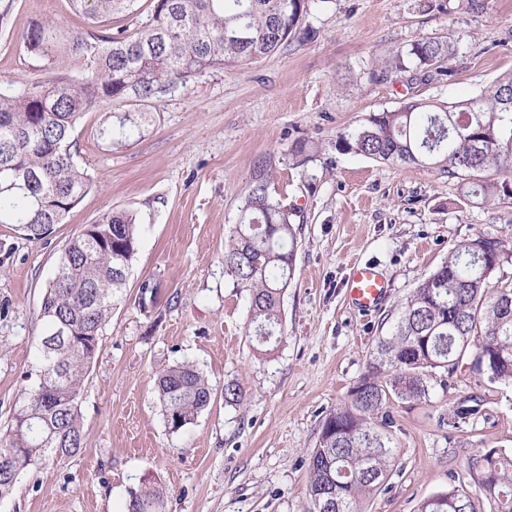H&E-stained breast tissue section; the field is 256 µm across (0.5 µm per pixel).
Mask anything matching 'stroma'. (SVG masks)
Wrapping results in <instances>:
<instances>
[{
	"label": "stroma",
	"instance_id": "1",
	"mask_svg": "<svg viewBox=\"0 0 512 512\" xmlns=\"http://www.w3.org/2000/svg\"><path fill=\"white\" fill-rule=\"evenodd\" d=\"M55 19L84 29L69 0H14L0 27L1 80L81 78L88 60L54 69L20 49L23 31ZM309 38L231 70H212L138 110L101 103L74 132L90 191L41 241L0 224V427L23 400L43 332L42 298L66 243L104 212L137 216V247L122 300L79 400L84 445L43 457L0 500V512H126L130 493L155 486L166 512H309V456L326 415L349 399L380 336L417 285L463 242L483 235L512 253V205H478L433 166L380 162L335 148L339 133L373 112L414 100L471 98L512 72V0H316ZM454 41L455 57L430 80L382 72L410 41ZM132 115L127 138L106 128ZM313 147L297 164V141ZM264 173L273 201L294 208L293 276L284 334L261 357L248 331L249 292L224 270V249L244 199ZM374 264L389 288L375 312L349 302L353 262ZM153 292L142 303V290ZM187 363L214 390L193 424L168 428L155 383ZM237 383L239 404L224 401ZM468 394L482 417L455 430L448 416ZM396 458L365 512H415L418 503L470 487L468 461L512 450V386L489 383L469 360L442 374L426 398L395 404Z\"/></svg>",
	"mask_w": 512,
	"mask_h": 512
}]
</instances>
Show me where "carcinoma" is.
Segmentation results:
<instances>
[{"mask_svg": "<svg viewBox=\"0 0 512 512\" xmlns=\"http://www.w3.org/2000/svg\"><path fill=\"white\" fill-rule=\"evenodd\" d=\"M87 30L66 51L87 57L81 78L60 86L46 80L0 86V224H15L30 241L64 222L91 187L73 160V133L83 115L104 101L149 102L213 69H231L268 56L298 35L316 0H152L148 22L130 32L112 31V15L132 13L137 0H71ZM24 48L57 65L54 23H33L21 34ZM455 56L453 42L421 38L393 51L387 64L426 77ZM512 73L478 95L456 103L418 100L372 112L340 133L336 149L411 167L433 165L459 180L462 195L478 204L512 200ZM137 216L108 210L69 240L42 301L44 329L36 368L22 405L0 430V492L10 496L19 477L39 458H66L83 448L79 399L100 351L103 329L125 283L116 270L136 253ZM296 230L293 213L275 203L260 173L245 198L243 216L224 250V269L250 291V326L267 347L282 336L281 299L291 279ZM509 258L500 241L478 236L448 253L401 307L390 333L360 380L361 394L323 420L309 459L310 512L330 501L333 512H364L381 491L395 458L393 404L429 394L436 371L450 374L472 358L482 372L494 360L492 384L512 385V282L490 281ZM68 335L47 347L58 327ZM172 431L192 423L211 403L207 379L187 364L157 381ZM482 402L466 397L448 418L458 429L479 414ZM478 491L493 512H512V452L490 461ZM164 494L144 487L131 492L128 512H164ZM417 512H476L463 488L423 499Z\"/></svg>", "mask_w": 512, "mask_h": 512, "instance_id": "1", "label": "carcinoma"}]
</instances>
